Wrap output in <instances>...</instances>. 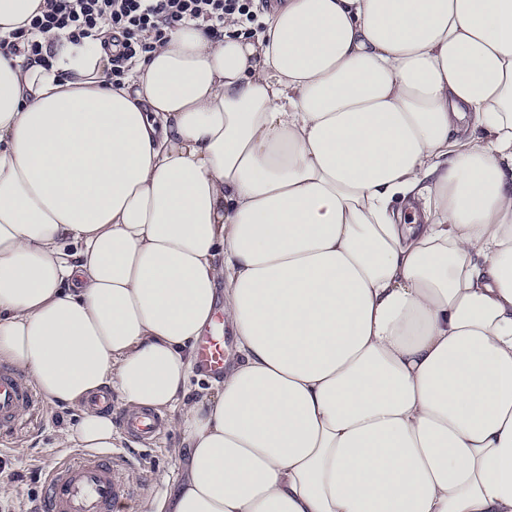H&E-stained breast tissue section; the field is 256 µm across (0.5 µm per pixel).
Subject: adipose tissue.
I'll list each match as a JSON object with an SVG mask.
<instances>
[{"instance_id": "obj_1", "label": "adipose tissue", "mask_w": 512, "mask_h": 512, "mask_svg": "<svg viewBox=\"0 0 512 512\" xmlns=\"http://www.w3.org/2000/svg\"><path fill=\"white\" fill-rule=\"evenodd\" d=\"M121 86L0 53V361L112 445L180 412L141 512H512V0H279ZM239 358L187 401L216 309Z\"/></svg>"}]
</instances>
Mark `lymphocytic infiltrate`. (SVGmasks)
I'll return each mask as SVG.
<instances>
[{
	"instance_id": "lymphocytic-infiltrate-1",
	"label": "lymphocytic infiltrate",
	"mask_w": 512,
	"mask_h": 512,
	"mask_svg": "<svg viewBox=\"0 0 512 512\" xmlns=\"http://www.w3.org/2000/svg\"><path fill=\"white\" fill-rule=\"evenodd\" d=\"M231 15L245 27L257 20L252 0H45L41 14L30 20L37 39H0V48L46 64L54 56L55 41L80 45L108 29L110 75L118 81L133 60L163 44L174 28L192 23L216 33Z\"/></svg>"
}]
</instances>
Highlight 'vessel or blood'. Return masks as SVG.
I'll return each instance as SVG.
<instances>
[{
  "label": "vessel or blood",
  "instance_id": "obj_1",
  "mask_svg": "<svg viewBox=\"0 0 512 512\" xmlns=\"http://www.w3.org/2000/svg\"><path fill=\"white\" fill-rule=\"evenodd\" d=\"M197 371L219 378L224 373V317L215 315L213 323L196 345ZM40 406V401L24 377L0 365V437L20 430ZM123 430L132 438L147 443L160 435L164 418L144 410L125 414ZM129 463L123 455L83 452L56 462L48 471L44 512H113L116 500L136 497L137 488L125 479Z\"/></svg>",
  "mask_w": 512,
  "mask_h": 512
}]
</instances>
